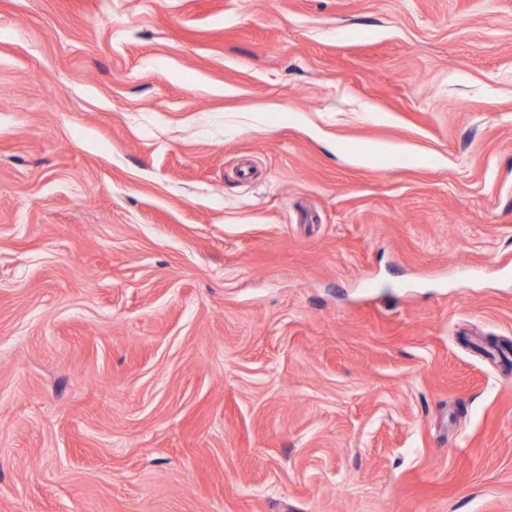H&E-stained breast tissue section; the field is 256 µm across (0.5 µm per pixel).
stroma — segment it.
Segmentation results:
<instances>
[{"label": "stroma", "instance_id": "35a3bbf8", "mask_svg": "<svg viewBox=\"0 0 512 512\" xmlns=\"http://www.w3.org/2000/svg\"><path fill=\"white\" fill-rule=\"evenodd\" d=\"M0 90V512H512V0H0Z\"/></svg>", "mask_w": 512, "mask_h": 512}]
</instances>
